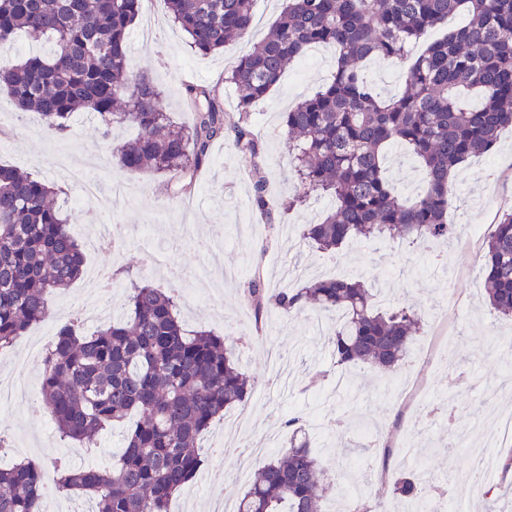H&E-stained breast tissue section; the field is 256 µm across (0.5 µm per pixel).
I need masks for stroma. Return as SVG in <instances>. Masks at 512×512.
Instances as JSON below:
<instances>
[{
	"label": "stroma",
	"mask_w": 512,
	"mask_h": 512,
	"mask_svg": "<svg viewBox=\"0 0 512 512\" xmlns=\"http://www.w3.org/2000/svg\"><path fill=\"white\" fill-rule=\"evenodd\" d=\"M282 9L283 0H255L250 40L204 55L190 48L164 0H141L127 42L129 63L135 72L158 82L164 108L177 124L192 123L185 91L189 85L215 91L225 115L235 116L237 94L227 78ZM146 26L152 33L144 40L139 31ZM335 55L334 49L325 48L318 56H303L255 107L252 130L261 148L259 172L242 164L232 139L211 144L208 159L196 175L195 208L190 213L184 208V198L168 191L165 178L132 174L118 165L113 150L135 136L133 126H114L105 139L96 123L81 116L72 133L55 134L48 132L36 113L16 110L0 93V141L6 145L0 162L54 183L59 190L57 202L77 236L109 235L118 226L124 242L109 254L87 247L85 277L59 291L50 317L18 338L14 348L23 350L29 340L49 344L57 325L64 322L77 323L83 335L95 332L96 324L77 322L89 307L87 275L110 267L119 287L143 279L176 295L187 329L233 336L235 356L242 370L254 378V390L245 409L225 412L223 420L205 435L204 445L219 440L241 413L246 414L247 425L239 435V448L249 450L253 441L269 432L277 433L284 444L289 439L286 420L314 412L322 419H334L342 436L338 447L321 456L327 471L343 479L349 491L364 490L371 505L384 506L389 512L416 510L415 503L394 496L391 477L374 479L364 471V463L378 459L381 451L364 447L358 436L362 427L380 433L382 441L394 446L395 460H402L408 447L424 451L447 491L446 512H485L483 500L468 498L454 479L468 460L461 442L471 439L489 445L494 461L487 472L491 482L512 486V474L502 475L498 466L504 450L490 442L493 422L501 412L512 409V360L491 346L490 340L512 331V320L497 316L484 304L478 255L466 247L465 239L470 226L493 224L500 212L512 210V128L502 131L491 151L458 167L457 200L448 211L449 223L457 227L451 241L426 250L378 239L350 243L337 254L321 251L303 243L302 232L305 225L320 221L333 208L331 198L311 197L272 224L259 215L252 198L259 175L273 198L297 193L282 114L328 82ZM90 159L98 164L100 193L112 199L105 211L92 202L78 203L80 189L64 173L65 167ZM384 171L404 199L415 198L423 187L422 169L403 145L388 148ZM441 254L448 257V277L426 279V271ZM257 262L264 265L262 277L271 294L283 287L282 267L302 266L306 278L338 274L361 280L385 306L405 303L418 310L424 329L406 362L423 382L428 411L407 408L391 387V374L370 367L351 368L350 386L332 394L338 371L329 333L336 325L335 316L321 318L307 310L257 321L245 298L246 281H228L223 276L226 269ZM316 366L327 370L328 376L320 392L304 391ZM0 433L22 448L26 459L43 466L67 448L72 451L70 465H85L90 456L86 449L68 447L55 430L44 429L39 417L24 407L0 406ZM248 487V481L236 476L234 457L210 454L169 509L213 512L224 498L239 497Z\"/></svg>",
	"instance_id": "stroma-1"
}]
</instances>
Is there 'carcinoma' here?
<instances>
[{
	"mask_svg": "<svg viewBox=\"0 0 512 512\" xmlns=\"http://www.w3.org/2000/svg\"><path fill=\"white\" fill-rule=\"evenodd\" d=\"M140 0H0V55L15 35L35 33L53 43L47 54L0 60V89L20 111H35L55 133L77 112L96 117L104 133L115 123L137 128L116 149L129 173L166 178L180 195L193 189L212 142L233 137L240 161L258 170L260 147L250 130L251 108L278 85L290 63L312 46L338 50L332 79L284 113L301 192L280 205L258 178L253 203L267 221L311 195L336 207L306 225L303 238L325 251L357 240L406 241L421 248L455 235L447 222L454 188L448 169L489 151L512 125V0H288L264 39L243 55L227 82L238 97L237 123L227 128L213 92L191 85L194 119L183 128L161 106L157 83L131 71L126 42ZM190 47L203 54L249 38L254 0H164ZM462 25L419 55L410 47L429 29ZM407 60L406 88L387 95L365 74L374 59ZM479 98L467 106L463 97ZM405 144L418 158L425 187L401 199L384 177L385 150ZM57 192L46 181L0 164V351L52 311V296L83 272L82 246ZM480 267L488 305L512 317V211L485 238ZM246 297L260 317L267 306L284 315L308 307L341 313L330 339L336 368L369 365L390 372L408 356L421 317L408 305L377 308L359 280L316 279L267 297L263 280ZM229 337L188 331L174 298L148 283L134 284L121 315L95 334L60 326L48 350L37 395L63 441L95 448L118 425L123 448L112 465L74 468L55 462L57 489L82 494L93 512H169L171 499L203 459L201 437L224 411L247 403L253 383L228 347ZM288 450L259 469L239 499V512H325L336 491L314 455L300 416ZM420 467L395 469L394 490L425 500ZM42 476L31 460L0 469V512H41Z\"/></svg>",
	"mask_w": 512,
	"mask_h": 512,
	"instance_id": "cac0c4a2",
	"label": "carcinoma"
}]
</instances>
